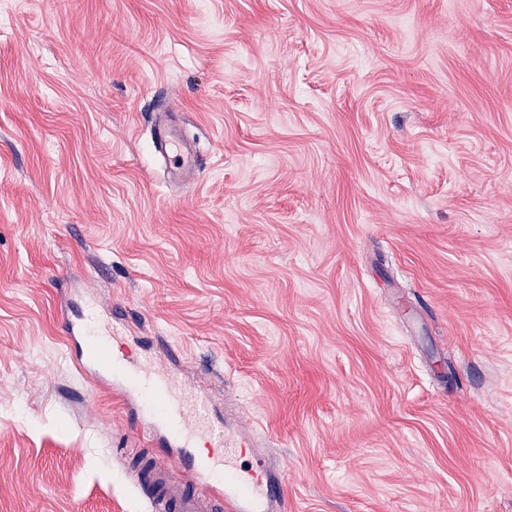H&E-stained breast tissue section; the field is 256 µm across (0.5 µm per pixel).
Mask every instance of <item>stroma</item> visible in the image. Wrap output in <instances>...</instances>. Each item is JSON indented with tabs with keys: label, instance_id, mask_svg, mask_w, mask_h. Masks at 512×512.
I'll list each match as a JSON object with an SVG mask.
<instances>
[{
	"label": "stroma",
	"instance_id": "35a3bbf8",
	"mask_svg": "<svg viewBox=\"0 0 512 512\" xmlns=\"http://www.w3.org/2000/svg\"><path fill=\"white\" fill-rule=\"evenodd\" d=\"M88 303L287 512H512V0H0V512H148ZM154 147L164 158L175 159L177 170H183L189 166L190 157L185 141L173 136L165 125L157 126Z\"/></svg>",
	"mask_w": 512,
	"mask_h": 512
}]
</instances>
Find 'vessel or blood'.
Here are the masks:
<instances>
[{"label":"vessel or blood","mask_w":512,"mask_h":512,"mask_svg":"<svg viewBox=\"0 0 512 512\" xmlns=\"http://www.w3.org/2000/svg\"><path fill=\"white\" fill-rule=\"evenodd\" d=\"M154 147L176 161L177 169L190 164L184 140L158 126ZM91 324L65 321L64 334L73 347L70 358L93 380L117 388L133 410L151 421L160 444L184 460L192 478L175 479L167 464L149 460L139 473V488L152 512H285L284 480L269 467H244L239 459L244 443L208 447L209 410L186 394L176 374L162 372L147 360L114 350L111 326L99 314Z\"/></svg>","instance_id":"obj_1"}]
</instances>
